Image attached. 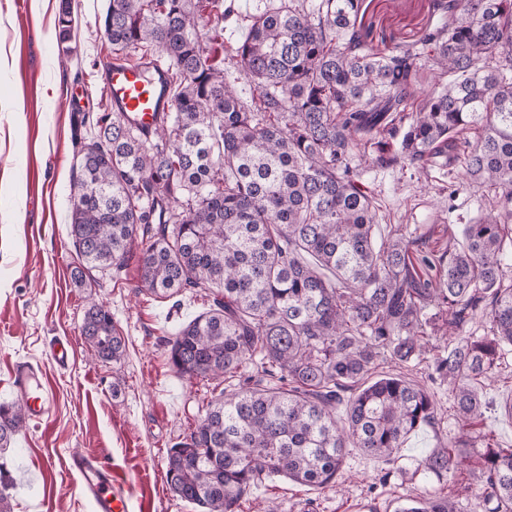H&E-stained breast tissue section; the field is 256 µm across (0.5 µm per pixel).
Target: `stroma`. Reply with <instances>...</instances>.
<instances>
[{"label":"stroma","mask_w":512,"mask_h":512,"mask_svg":"<svg viewBox=\"0 0 512 512\" xmlns=\"http://www.w3.org/2000/svg\"><path fill=\"white\" fill-rule=\"evenodd\" d=\"M60 0H0V403L17 401L8 374L18 360L48 373L54 405L47 422L23 421L10 447L0 449L9 482L0 485L11 512H94L68 470L71 454L93 453L133 483L129 512H198L166 484L167 452L197 424L219 394L212 381L180 378L169 363L175 327L205 311L206 299L185 292L158 299L138 286V264L120 274L77 275L79 261L68 236L76 179L75 139L81 120L106 99L102 76L113 54L99 33L107 0H74L71 41L57 38ZM430 0H367L365 24L374 41L415 42L429 19ZM79 98L78 110L67 106ZM362 181L373 191L378 237L391 225H407L421 249L440 257L448 236L491 213L486 188L461 168L367 166ZM106 306L120 326L126 352L120 362L97 359L81 334L90 302ZM69 338L75 358L56 368L47 345ZM406 377L427 384L442 418L439 429L410 434L396 463L349 449L340 484L312 489L275 477L254 489L242 512H394L403 499L464 485L461 512H471L479 492L472 477L455 472L435 477L418 463L457 434L446 383L426 382L423 365L409 364ZM480 427L512 448V374H492L482 391Z\"/></svg>","instance_id":"obj_1"}]
</instances>
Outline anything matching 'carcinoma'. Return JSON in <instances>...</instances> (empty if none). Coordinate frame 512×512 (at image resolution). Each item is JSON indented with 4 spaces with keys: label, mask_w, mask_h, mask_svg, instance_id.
<instances>
[{
    "label": "carcinoma",
    "mask_w": 512,
    "mask_h": 512,
    "mask_svg": "<svg viewBox=\"0 0 512 512\" xmlns=\"http://www.w3.org/2000/svg\"><path fill=\"white\" fill-rule=\"evenodd\" d=\"M366 0H269L218 60L207 44L233 13L224 0H108L112 53L161 60L171 107L141 132L111 105L77 142L69 234L80 269L121 271L139 250V281L170 298L197 289L209 308L169 341L175 373L238 379L169 449L172 492L202 512H239L275 476L336 485L346 449L395 461L406 438L441 422L430 390L381 361H426L448 382L458 436L421 461L440 475L477 449V508L512 512V448L478 428L479 386L512 346V0H431L436 21L411 45L378 48ZM58 35L75 18L61 0ZM253 86L242 101L224 61ZM453 168L488 187L495 214L462 227L422 278L402 224L375 238L377 209L358 165ZM438 308L441 323L424 311ZM486 333H467L474 320ZM81 334L103 361L126 343L91 305ZM448 337V354L434 335ZM256 360L257 373H243ZM24 419L0 404V448ZM395 512H460L450 494Z\"/></svg>",
    "instance_id": "carcinoma-1"
}]
</instances>
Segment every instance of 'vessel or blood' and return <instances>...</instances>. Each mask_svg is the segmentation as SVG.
I'll use <instances>...</instances> for the list:
<instances>
[{"label": "vessel or blood", "instance_id": "obj_1", "mask_svg": "<svg viewBox=\"0 0 512 512\" xmlns=\"http://www.w3.org/2000/svg\"><path fill=\"white\" fill-rule=\"evenodd\" d=\"M164 79V72L155 64L117 59L105 76L102 90L111 100L113 110L122 113L126 122L149 131L156 124V115L170 108ZM10 382L25 403L29 421L39 423L48 417L53 394L42 367L16 363L10 372ZM68 468L77 475L80 492L93 502L95 512H128L130 479L113 475L111 467L91 454L70 456Z\"/></svg>", "mask_w": 512, "mask_h": 512}]
</instances>
